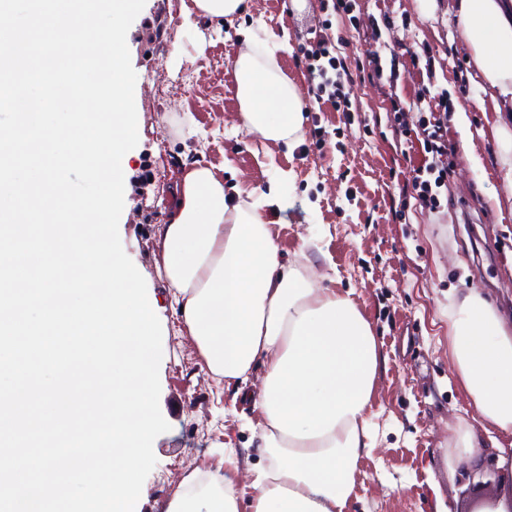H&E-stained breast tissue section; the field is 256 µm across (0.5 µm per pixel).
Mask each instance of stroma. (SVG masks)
I'll list each match as a JSON object with an SVG mask.
<instances>
[{"label":"stroma","mask_w":512,"mask_h":512,"mask_svg":"<svg viewBox=\"0 0 512 512\" xmlns=\"http://www.w3.org/2000/svg\"><path fill=\"white\" fill-rule=\"evenodd\" d=\"M184 8L183 0H146L127 33L139 141L119 236L161 323L159 404L170 425L154 441L140 512H155L189 472L223 465L225 453L260 463L246 452L256 433L252 401L209 375L156 267L155 228L168 217L183 165L198 160L223 169L230 196L267 192L290 172L281 187L287 208L267 213L286 263L314 267L321 286L353 291L388 356L371 402L373 449L359 463L350 512H433L439 500L450 512H475L499 495V471L490 448L479 449L473 476L452 461L448 440L476 412L448 358V304L479 291L512 330V208L492 200L503 191L497 115L479 105L480 81L449 0H356L349 13L322 0H244L220 25L198 16L184 23ZM246 30L282 44L278 63L303 93L300 47L331 42L357 77L355 111L308 100L303 141L291 151L249 135L232 74ZM379 66L396 73L391 91L370 78ZM181 81L182 96L147 102V86ZM443 92L452 170L430 206L412 187L425 161L417 137L424 116L395 113L392 103L422 94L435 106Z\"/></svg>","instance_id":"obj_1"}]
</instances>
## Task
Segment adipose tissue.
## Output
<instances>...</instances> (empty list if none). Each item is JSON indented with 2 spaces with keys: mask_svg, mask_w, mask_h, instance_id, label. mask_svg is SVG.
Segmentation results:
<instances>
[{
  "mask_svg": "<svg viewBox=\"0 0 512 512\" xmlns=\"http://www.w3.org/2000/svg\"><path fill=\"white\" fill-rule=\"evenodd\" d=\"M482 91L495 110L512 104V0H453ZM233 62L243 127L265 143L294 148L304 99L283 76L277 45L244 36ZM280 172L266 193L228 201L213 168H185L166 223L157 225V266L208 371L236 385L259 414L250 512H347L361 458L370 454V401L387 363L351 294L314 287L286 264L264 218L279 204ZM448 355L478 423L456 431L458 461L491 446L512 487V331L472 292L448 307ZM257 393L247 385L256 366ZM237 459L189 473L158 512H240Z\"/></svg>",
  "mask_w": 512,
  "mask_h": 512,
  "instance_id": "obj_1",
  "label": "adipose tissue"
}]
</instances>
